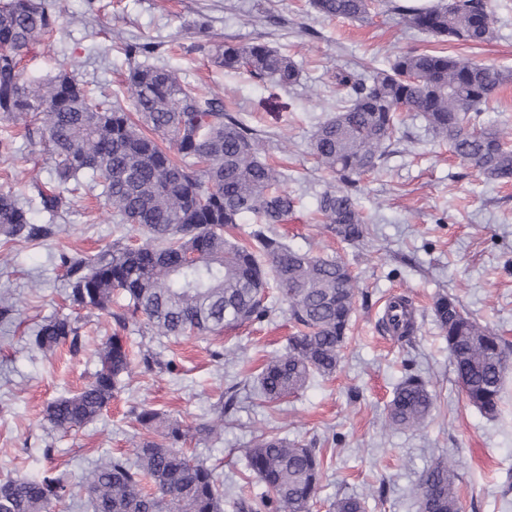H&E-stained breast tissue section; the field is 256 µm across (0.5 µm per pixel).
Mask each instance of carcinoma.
<instances>
[{"mask_svg":"<svg viewBox=\"0 0 512 512\" xmlns=\"http://www.w3.org/2000/svg\"><path fill=\"white\" fill-rule=\"evenodd\" d=\"M325 18L364 21L373 0H310ZM403 25L443 41L479 45L497 34L489 0H437L431 6H393ZM46 0L0 3V118L23 123L24 136L51 160L46 182L22 193L0 189V247L49 237L84 185L100 198L118 224L143 233L137 245L120 237L90 257L62 255L70 302L109 315L117 331L95 350L99 367L76 394L46 409L50 425L63 431L96 420L126 386L134 353L119 331L144 323L158 337L206 336L271 317L267 289L288 304L293 333L286 350L254 376L261 396L275 403L296 394L313 377L336 372L354 311L357 283L345 263L295 249L281 233L297 211V198L283 187V173L262 157L263 136L224 101L198 93L165 66L137 62L151 54L126 45V96L139 115L130 120L121 101L98 99L73 74L58 70L43 81L27 77L28 61L59 27ZM213 63L245 69L282 88L300 82L297 64L266 43H224L211 50ZM512 72L435 50L396 55L368 76L342 70L336 86L346 90L336 112L319 123L311 141L318 165L338 178L316 197L315 212L332 236L355 243L368 234L357 193L361 176L390 153L398 113H418L433 136L485 178L512 181V148L482 114ZM169 138L179 158L156 137ZM46 222L37 224L34 214ZM246 217L253 224L238 238L224 233ZM126 304L112 309V294ZM448 341V359L468 403L481 414L500 413L512 363L507 343L471 317L451 295L432 308ZM383 324L401 339L413 333L409 300L389 303ZM77 354L85 347L81 327L67 317L39 324L30 348L60 344ZM435 398L425 381L406 375L394 390L387 421L413 429L431 416ZM135 421L159 438L136 444V458L107 455L79 487L89 512H308L322 479L317 448L259 435L246 449L247 467L264 486L257 494L224 496L215 469L184 451L190 430L154 409L141 407ZM224 431V402L196 429L205 436ZM456 464L441 458L417 487L420 512H459ZM0 512H49L72 489L62 475L7 476L0 481ZM331 512H365L357 496L337 498Z\"/></svg>","mask_w":512,"mask_h":512,"instance_id":"1","label":"carcinoma"}]
</instances>
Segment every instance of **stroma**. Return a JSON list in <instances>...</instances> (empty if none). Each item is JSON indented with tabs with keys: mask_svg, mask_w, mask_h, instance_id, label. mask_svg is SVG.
<instances>
[{
	"mask_svg": "<svg viewBox=\"0 0 512 512\" xmlns=\"http://www.w3.org/2000/svg\"><path fill=\"white\" fill-rule=\"evenodd\" d=\"M379 0L365 22L327 20L309 0H60L61 27L28 64L39 77L74 71L89 86L120 94L129 63L124 48L150 43L152 63L175 69L203 93L224 100L250 126L265 131L269 162L288 175L301 206L284 230L301 250L333 254L358 283L349 341L335 374L298 395L268 405L250 382L282 351L293 329L286 305L267 321L180 340L151 335L142 325L124 330L129 343L157 353L164 369L135 365L129 384L103 415L76 432L54 429L46 409L78 392L96 369L93 347L114 331L110 318L73 306L60 253L97 254L121 234L111 212L93 195L78 193L54 238L16 243L0 291L15 305L12 323L0 322V479L44 470L68 471L80 481L101 456L133 457L141 427L135 408L146 406L196 428L219 398L234 394L224 432L199 434L189 453L214 467L225 492L249 485L262 492L244 451L274 432L291 443L320 449L322 489L312 512H328L336 497L362 498L367 512H418L416 488L436 459L457 464L460 512H512L497 481L512 470V373L501 412L489 418L470 406L448 359V343L432 312L438 295L455 296L482 325L512 343V182L486 180L433 138L424 120L403 113L393 151L360 184L359 204L369 221L363 242L322 234L313 218L315 197L330 176L309 153L316 126L336 110L343 69L369 73L394 55L436 47L435 38L407 31ZM496 38L471 47L449 43L450 55L512 71V0H491ZM264 42L288 51L302 71L290 88L210 61L216 43ZM410 301L415 331L403 340L381 326L388 302ZM78 322L87 347L71 354L29 350L42 320ZM423 378L435 409L416 430L387 425L385 408L405 374ZM52 447L54 454L43 457Z\"/></svg>",
	"mask_w": 512,
	"mask_h": 512,
	"instance_id": "stroma-1",
	"label": "stroma"
}]
</instances>
